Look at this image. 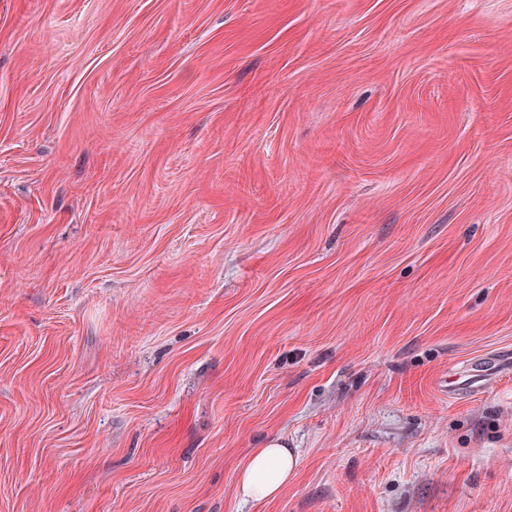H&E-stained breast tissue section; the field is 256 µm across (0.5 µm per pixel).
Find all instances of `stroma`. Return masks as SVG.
I'll list each match as a JSON object with an SVG mask.
<instances>
[{
    "mask_svg": "<svg viewBox=\"0 0 512 512\" xmlns=\"http://www.w3.org/2000/svg\"><path fill=\"white\" fill-rule=\"evenodd\" d=\"M507 349L512 0H0V512H512ZM501 360L490 358L489 361L474 364L475 367L469 369L464 375H448V399H455L462 395L471 394L479 391L482 382L486 377L495 373V369L500 365ZM296 457L280 440L270 441L265 448H256L239 471L238 490L243 499L272 500L279 496L294 475Z\"/></svg>",
    "mask_w": 512,
    "mask_h": 512,
    "instance_id": "1",
    "label": "stroma"
}]
</instances>
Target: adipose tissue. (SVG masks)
Listing matches in <instances>:
<instances>
[{"label":"adipose tissue","instance_id":"adipose-tissue-1","mask_svg":"<svg viewBox=\"0 0 512 512\" xmlns=\"http://www.w3.org/2000/svg\"><path fill=\"white\" fill-rule=\"evenodd\" d=\"M296 468L293 451L280 441H270L266 447L254 449L237 482L242 498L272 500L279 496Z\"/></svg>","mask_w":512,"mask_h":512}]
</instances>
